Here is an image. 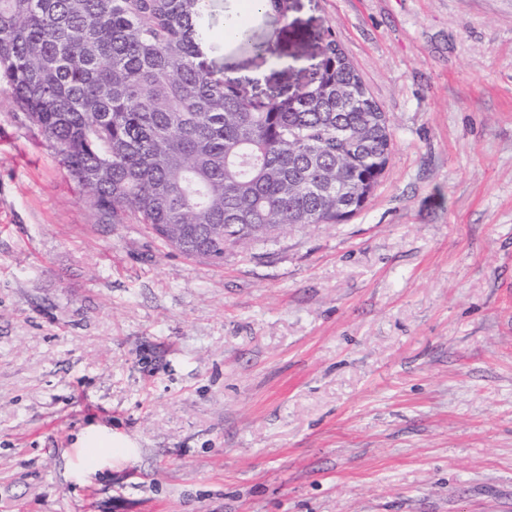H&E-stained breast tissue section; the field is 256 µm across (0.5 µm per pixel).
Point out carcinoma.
Wrapping results in <instances>:
<instances>
[{
    "mask_svg": "<svg viewBox=\"0 0 512 512\" xmlns=\"http://www.w3.org/2000/svg\"><path fill=\"white\" fill-rule=\"evenodd\" d=\"M206 0H0V85L100 224L189 258L337 224L336 173L380 184L388 118L331 31L303 90L216 74Z\"/></svg>",
    "mask_w": 512,
    "mask_h": 512,
    "instance_id": "obj_1",
    "label": "carcinoma"
}]
</instances>
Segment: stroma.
Listing matches in <instances>:
<instances>
[{
    "mask_svg": "<svg viewBox=\"0 0 512 512\" xmlns=\"http://www.w3.org/2000/svg\"><path fill=\"white\" fill-rule=\"evenodd\" d=\"M208 0L270 96L335 34L380 186L223 263L97 223L0 88V512H512V0ZM112 434L109 448L83 435Z\"/></svg>",
    "mask_w": 512,
    "mask_h": 512,
    "instance_id": "stroma-1",
    "label": "stroma"
}]
</instances>
